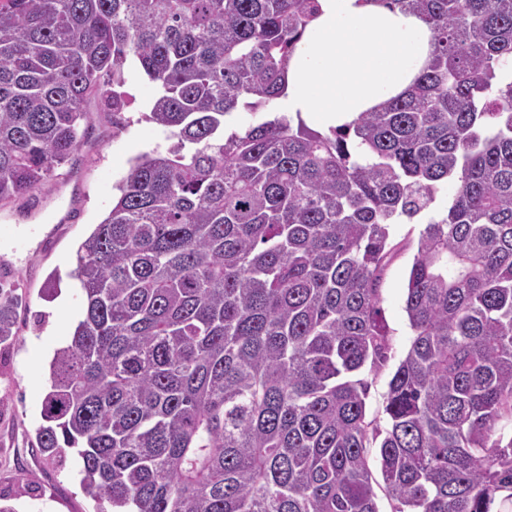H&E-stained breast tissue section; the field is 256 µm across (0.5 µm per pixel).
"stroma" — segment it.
I'll return each mask as SVG.
<instances>
[{
    "label": "stroma",
    "mask_w": 512,
    "mask_h": 512,
    "mask_svg": "<svg viewBox=\"0 0 512 512\" xmlns=\"http://www.w3.org/2000/svg\"><path fill=\"white\" fill-rule=\"evenodd\" d=\"M131 104L116 126L99 99L89 98L87 131L76 162L33 197L0 202V282L17 288L18 333L0 344V503L16 512H110L106 500L87 496L80 484L81 462L66 454L50 460L35 446L42 425V402L50 389L55 352L70 344L83 317L85 296L70 275L71 259L81 242L109 213L117 185L137 155L165 149V131L143 119L156 88L137 69L127 73ZM78 215L55 220L66 207ZM423 221L390 227L391 251L382 273L379 317L390 335L389 360L368 375V418L385 421L388 382L404 358L413 332L404 309L407 278L417 256Z\"/></svg>",
    "instance_id": "stroma-1"
}]
</instances>
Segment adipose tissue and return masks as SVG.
Here are the masks:
<instances>
[{"label": "adipose tissue", "mask_w": 512, "mask_h": 512, "mask_svg": "<svg viewBox=\"0 0 512 512\" xmlns=\"http://www.w3.org/2000/svg\"><path fill=\"white\" fill-rule=\"evenodd\" d=\"M319 2L274 108L327 129L403 94L432 53L433 33L422 16L387 0Z\"/></svg>", "instance_id": "ef3b65f1"}]
</instances>
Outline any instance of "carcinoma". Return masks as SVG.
<instances>
[{
  "label": "carcinoma",
  "instance_id": "1",
  "mask_svg": "<svg viewBox=\"0 0 512 512\" xmlns=\"http://www.w3.org/2000/svg\"><path fill=\"white\" fill-rule=\"evenodd\" d=\"M434 34L405 95L320 132L276 116L319 0H0V201L53 180L82 145L84 103L144 118L170 145L136 156L79 245L83 318L59 349L37 448L82 461L113 512H395L512 505V0H394ZM382 368L389 226L430 209ZM19 295L0 288V343ZM269 115L266 111L249 112L245 109L239 108L233 112L232 116L227 120V130H240L245 129L250 125H257L267 119ZM451 192V187H445L438 194L432 214L447 208L448 195ZM430 215L423 216L415 223L404 220L401 224H392L389 230L391 251L382 273L378 304L379 318L390 335L389 360L376 375L363 371L357 376L367 380L369 385L366 399L367 417L377 418L382 428L386 426L384 406L388 382L399 361L404 358L413 337L404 309L405 288L409 271L417 256L420 233Z\"/></svg>",
  "mask_w": 512,
  "mask_h": 512
}]
</instances>
